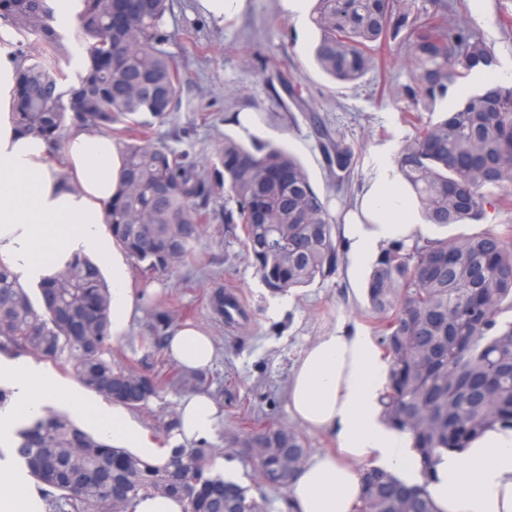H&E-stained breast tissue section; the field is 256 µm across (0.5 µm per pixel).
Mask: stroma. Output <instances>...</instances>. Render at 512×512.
I'll use <instances>...</instances> for the list:
<instances>
[{"label":"stroma","mask_w":512,"mask_h":512,"mask_svg":"<svg viewBox=\"0 0 512 512\" xmlns=\"http://www.w3.org/2000/svg\"><path fill=\"white\" fill-rule=\"evenodd\" d=\"M464 17L494 42L498 73L512 75V34H504L498 24L497 0H468ZM188 29L196 35L198 50L185 49L183 33ZM166 30L171 36L169 50L182 74V107L166 122L153 123L149 134L189 159L213 158L225 138L239 135L233 115L248 113L261 132L260 143L293 152L331 211L339 212L350 208L381 158H396L402 139L413 131L404 120L403 102L377 92L375 74L355 84H339L320 70L313 55L319 32L311 11L292 16L280 0H248L242 14L220 26L197 10L196 0H172ZM279 70L300 82L305 111L292 116L279 105L270 87ZM324 129L352 148V184L328 176L319 147ZM224 204L223 194L214 195L194 260L157 274L149 283L137 269H130V286L143 293L144 301L128 336L113 344L112 355L133 364L150 353L145 338L150 333L149 311L156 304L174 310L181 322L207 330L217 352L208 370L213 378L209 393L223 412L211 444L223 449V459L238 473L240 484L261 490L271 503L269 512H283L287 489L259 485L254 464L225 447L224 436L254 409L274 408L281 422L292 423L288 378L307 343L339 320L350 326L362 324L371 333L376 323L367 311L365 275L350 277L344 265L328 279L289 294L287 307L276 309V297L244 258L242 238L224 231ZM219 286L237 298L247 314L245 321L230 326L212 314L209 295ZM41 366L58 385L50 406L69 412L85 430L96 431V413L111 414L112 403L82 389L64 364L45 360ZM75 392L81 394L88 413L74 410ZM181 396V391L166 389L137 414L156 447L172 445V433L157 430L156 425L176 415Z\"/></svg>","instance_id":"obj_1"}]
</instances>
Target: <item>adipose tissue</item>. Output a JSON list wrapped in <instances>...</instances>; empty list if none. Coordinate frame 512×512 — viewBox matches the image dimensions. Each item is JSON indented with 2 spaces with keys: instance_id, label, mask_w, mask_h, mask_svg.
<instances>
[{
  "instance_id": "1",
  "label": "adipose tissue",
  "mask_w": 512,
  "mask_h": 512,
  "mask_svg": "<svg viewBox=\"0 0 512 512\" xmlns=\"http://www.w3.org/2000/svg\"><path fill=\"white\" fill-rule=\"evenodd\" d=\"M16 65L0 55V257L19 282H38L62 259L89 258L109 273L112 288V338L126 335L139 307L129 285L125 253L107 231L104 205L117 193L124 158L109 135L75 130L63 142L67 178L49 161L47 143L22 133L11 114ZM417 216L389 162L358 193L344 226L358 275L388 240L418 233ZM168 351L184 369L203 370L215 357L205 332L183 326L171 336ZM389 366L376 338L362 325H336L304 350L288 381V409L309 429L334 436L335 451L308 458L289 486L294 512H352L360 497V467L370 464L395 473L404 483L419 482L408 437L384 425L380 398ZM17 390L15 413L38 412L56 389L53 378L14 361L0 365ZM178 439H211L220 411L206 394L181 400ZM102 435L148 460L165 451L153 447L128 409L113 408L98 419ZM429 491L439 512H512V430L494 429L459 454L444 455Z\"/></svg>"
}]
</instances>
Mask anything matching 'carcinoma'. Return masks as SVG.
Returning a JSON list of instances; mask_svg holds the SVG:
<instances>
[{"label":"carcinoma","instance_id":"cac0c4a2","mask_svg":"<svg viewBox=\"0 0 512 512\" xmlns=\"http://www.w3.org/2000/svg\"><path fill=\"white\" fill-rule=\"evenodd\" d=\"M316 61L340 83L379 77L406 103L414 132L400 144L396 171L427 224H484L488 211L512 210V84L492 76L494 44L462 19L465 0H317ZM74 37L87 66L65 87L58 62L68 55L55 26L54 0H0V24L34 46L15 49L11 113L20 130L59 149L67 120L117 136L125 157L118 193L106 207L117 246L145 277L193 257L216 191L233 206L247 259L274 295L332 276L344 258L340 218L331 214L306 168L282 147L224 138L215 158L189 160L149 138L143 114L163 121L180 110V73L165 29L172 0H82ZM397 47L407 80L389 83ZM484 75L472 91L463 80ZM439 112L423 120L421 112ZM330 176L350 180L352 149L329 134L320 142ZM369 312L389 364L380 400L386 425L412 439L423 483L408 486L377 467H362L355 512H439L429 477L443 452L462 451L487 430L512 429V232L488 227L448 238L394 239L381 248L366 283ZM39 305L0 259V354L33 353L68 365L78 382L112 404L147 408L166 388L202 390L204 372L145 370L112 358V292L86 258L59 262L39 283ZM212 314L244 317L219 287ZM155 341L178 315L156 306ZM241 448L263 484L288 486L307 458L303 434L274 410L244 417L225 436ZM11 456L34 481L45 512H135L149 496L177 497L185 512H267L268 501L228 482L209 465L217 449L177 446L148 462L68 416L43 408L20 421Z\"/></svg>","mask_w":512,"mask_h":512}]
</instances>
